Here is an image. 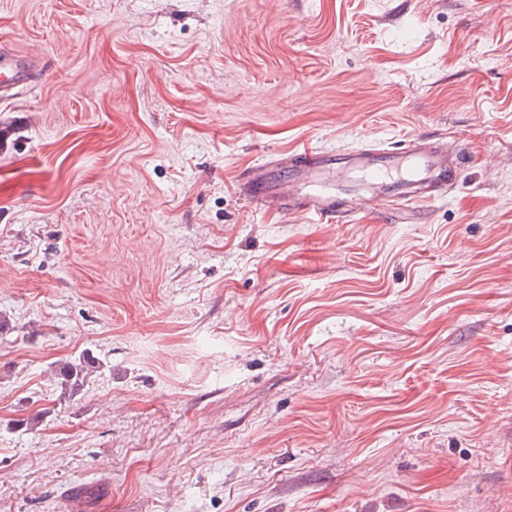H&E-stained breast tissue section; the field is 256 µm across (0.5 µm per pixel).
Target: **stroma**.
<instances>
[{"label": "stroma", "mask_w": 512, "mask_h": 512, "mask_svg": "<svg viewBox=\"0 0 512 512\" xmlns=\"http://www.w3.org/2000/svg\"><path fill=\"white\" fill-rule=\"evenodd\" d=\"M0 512H512V0H0ZM446 137L380 224L303 145ZM100 369L62 394L61 364ZM44 66L29 55L19 54L1 44L0 47V101L8 102L27 89L36 76H45ZM406 146L388 150L334 153L305 147L289 156L287 170L271 176L258 170L248 182V194L257 203L272 201L286 216L315 215L322 222H339V177L354 173L375 204V215L389 222L392 209L408 208L431 196L422 189L446 188L448 173L460 179V162L448 154L442 138L430 142L422 136Z\"/></svg>", "instance_id": "stroma-1"}]
</instances>
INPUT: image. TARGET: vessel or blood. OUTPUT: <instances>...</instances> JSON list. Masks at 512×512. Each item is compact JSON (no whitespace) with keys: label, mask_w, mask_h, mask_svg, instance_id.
Segmentation results:
<instances>
[{"label":"vessel or blood","mask_w":512,"mask_h":512,"mask_svg":"<svg viewBox=\"0 0 512 512\" xmlns=\"http://www.w3.org/2000/svg\"><path fill=\"white\" fill-rule=\"evenodd\" d=\"M45 74L31 56L0 47L1 102L15 99L35 77ZM460 171L458 159L449 155L444 141L421 136L388 150L334 153L306 147L291 155L283 175L257 172L248 183V194L258 203L274 202L284 215H313L333 223L342 216L339 178L351 172L373 200L377 218L386 222L393 209L420 202L424 189L446 188L447 174Z\"/></svg>","instance_id":"b4317fda"}]
</instances>
